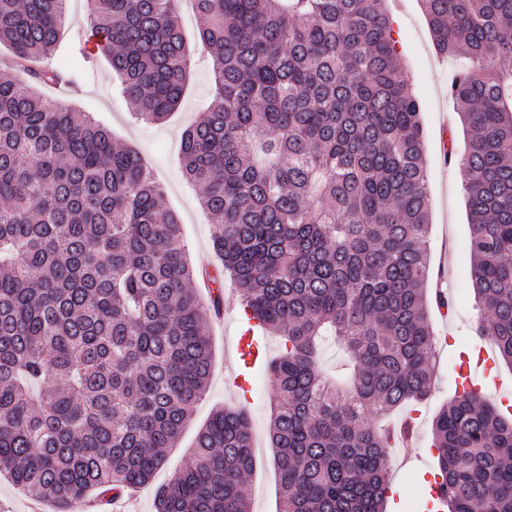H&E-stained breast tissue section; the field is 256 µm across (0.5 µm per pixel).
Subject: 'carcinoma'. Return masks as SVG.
I'll use <instances>...</instances> for the list:
<instances>
[{"label": "carcinoma", "mask_w": 512, "mask_h": 512, "mask_svg": "<svg viewBox=\"0 0 512 512\" xmlns=\"http://www.w3.org/2000/svg\"><path fill=\"white\" fill-rule=\"evenodd\" d=\"M179 0H89L90 38L135 116L162 122L191 58ZM385 0H194L213 100L182 170L214 220L213 277L285 337L268 369L280 512H386L388 439L363 423L429 394L433 332L422 105ZM466 65L448 98L469 133L465 190L479 335L512 365V0H421ZM66 0H0V473L74 512L145 485L206 391L210 309L179 218L140 156L39 86ZM348 392L315 368L326 332ZM448 512H512V417L458 395L432 425ZM248 412L215 410L156 512H247Z\"/></svg>", "instance_id": "obj_1"}]
</instances>
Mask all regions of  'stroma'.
I'll use <instances>...</instances> for the list:
<instances>
[{
  "mask_svg": "<svg viewBox=\"0 0 512 512\" xmlns=\"http://www.w3.org/2000/svg\"><path fill=\"white\" fill-rule=\"evenodd\" d=\"M393 19V37L397 42L400 63L412 90L422 102L424 155L428 171L431 205L430 237L426 247L432 269L447 265L446 281L431 277L427 290L442 288L452 303L448 318H441L437 309H430V322L435 335L453 337L445 351L434 355V384L428 398L420 402L421 416L414 429L411 447H396L400 456H410V463L400 470L393 482L398 502L389 504V512H423L421 492L425 481L438 472L435 454L430 451L432 423L438 412L456 394L457 367L460 353L469 351L478 342L476 333L480 309L471 285L469 269L468 208L463 187L464 173L460 157L467 135L461 120L448 99V84L462 65L438 52L432 39L420 0H388ZM181 24L192 58V75L178 109L162 123L151 124L133 120L132 107L123 98L119 81L105 56H96L70 85L67 94H60L53 85L43 87V94L62 100L80 111L89 113L109 129L115 139L135 148L154 176L166 190L163 203L177 212L181 233L191 260L200 272L215 273L219 259L211 242L212 221L199 203V190L188 183L180 170L181 136L186 127L200 118L210 99L211 59L201 52L197 42V21L188 0L181 5ZM452 129L455 154H442V130ZM236 315L223 322H210L212 343L211 375L205 396L194 409L191 422L184 429L178 448L172 449L167 463L146 485L127 490L113 501L117 512H155V495L167 484L183 460V451L191 447L198 429L220 407H245L251 420L258 448L251 475L245 482L250 512H279L278 474L268 446V427L274 384L266 369L253 374L248 402H241L225 384L229 376V350L235 329Z\"/></svg>",
  "mask_w": 512,
  "mask_h": 512,
  "instance_id": "35a3bbf8",
  "label": "stroma"
}]
</instances>
